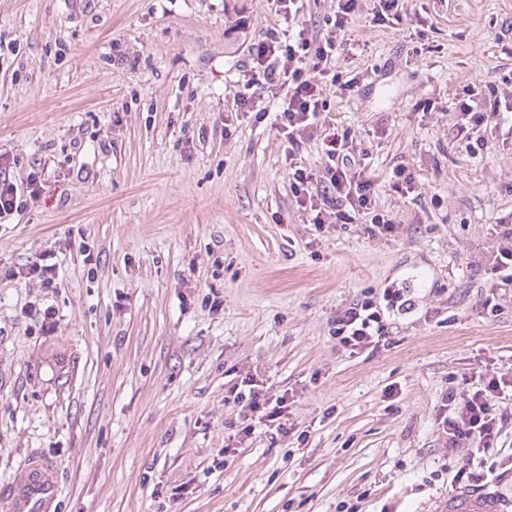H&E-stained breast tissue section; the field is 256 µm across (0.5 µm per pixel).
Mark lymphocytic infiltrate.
I'll use <instances>...</instances> for the list:
<instances>
[{
	"label": "lymphocytic infiltrate",
	"instance_id": "f902f5d3",
	"mask_svg": "<svg viewBox=\"0 0 512 512\" xmlns=\"http://www.w3.org/2000/svg\"><path fill=\"white\" fill-rule=\"evenodd\" d=\"M285 17L294 19L292 34L281 37L270 32L265 39L251 44V66L233 95L236 111L253 112L264 117L259 109L261 98L280 99L281 111L277 131L288 145L289 157H297L306 143L323 138L327 162L316 169L292 165L290 186L296 204L308 214L315 225L328 222L356 223L358 217L370 219L368 230L374 235L394 233L397 226L392 218L372 213L375 202L376 180L367 174L357 161V148L349 131H327L325 86L349 90L356 79H344L336 69V56L346 42V33L358 7L357 0H336V11L325 21L326 32L298 21L299 0H275ZM464 123L456 127L458 140L475 141L484 147L486 140L480 131L491 124L499 113L512 110V88L476 89L468 86L465 96L458 100ZM403 292L377 298L373 292L364 293L339 311L331 334L338 346L357 353L378 349L387 342L391 325L384 313L385 307L407 306ZM508 382L506 375H489L483 386L466 390L463 397L448 394L437 418V427L449 447L469 443L471 454L485 461L492 454L494 444L505 418L498 413L496 400L501 397ZM225 402L247 408L250 421L242 423L236 435L247 439L254 431V421H261L285 430L288 417L286 396L275 397L263 390L254 379L242 380L224 397Z\"/></svg>",
	"mask_w": 512,
	"mask_h": 512
}]
</instances>
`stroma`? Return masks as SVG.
I'll return each instance as SVG.
<instances>
[{
  "label": "stroma",
  "mask_w": 512,
  "mask_h": 512,
  "mask_svg": "<svg viewBox=\"0 0 512 512\" xmlns=\"http://www.w3.org/2000/svg\"><path fill=\"white\" fill-rule=\"evenodd\" d=\"M372 8L336 59L357 87L326 99L397 224L373 237L298 209L276 103L232 110L250 44L292 27L272 0H0V157L24 191L0 220V512L35 458L50 512H442L470 451L439 407L475 367L512 369V279L492 270L512 122L476 156L454 138L463 86L512 76V0H404L389 27ZM400 163L421 194L394 192ZM46 252L52 288L23 276ZM421 270L385 346H337V311ZM250 374L292 396L288 431L233 446L224 397ZM498 407L486 488L512 512V396Z\"/></svg>",
  "instance_id": "1"
}]
</instances>
